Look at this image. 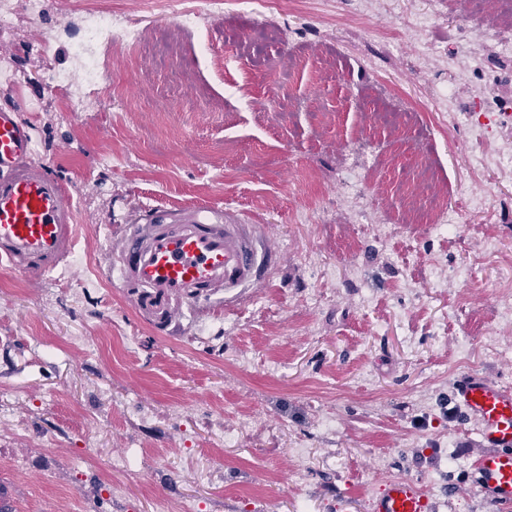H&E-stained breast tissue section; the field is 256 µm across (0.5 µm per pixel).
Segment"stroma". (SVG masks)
I'll return each mask as SVG.
<instances>
[{"mask_svg":"<svg viewBox=\"0 0 512 512\" xmlns=\"http://www.w3.org/2000/svg\"><path fill=\"white\" fill-rule=\"evenodd\" d=\"M99 2L148 40L112 56L83 112L58 111L45 82L74 66L83 0L0 34V108L74 209L55 268H0V512H368L399 478L434 512H502L472 484L485 447L453 399L470 370L512 385V174L467 161L512 150V62L480 16L460 0H372L366 16L288 0L273 30L226 0L185 31L164 0ZM450 101L430 129L426 108ZM466 112L489 117L481 136ZM424 161L437 204L467 207L448 194L462 181L488 208L384 237ZM209 206L257 224L276 260L241 299L158 334L107 275L112 230ZM460 266L478 279L449 278Z\"/></svg>","mask_w":512,"mask_h":512,"instance_id":"1","label":"stroma"}]
</instances>
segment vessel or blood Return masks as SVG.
<instances>
[{
    "mask_svg": "<svg viewBox=\"0 0 512 512\" xmlns=\"http://www.w3.org/2000/svg\"><path fill=\"white\" fill-rule=\"evenodd\" d=\"M33 138L15 112L0 110V260L38 276L71 250V195L42 166L32 164ZM118 285L140 316L166 331L183 308L231 295L262 278L274 254L258 246L256 227L227 222L210 206L179 215L153 208L124 225L112 240ZM462 413L477 422L486 448L472 481L483 500L512 504V387L477 372L454 388ZM369 512H432V500L410 479L387 483Z\"/></svg>",
    "mask_w": 512,
    "mask_h": 512,
    "instance_id": "1",
    "label": "vessel or blood"
}]
</instances>
